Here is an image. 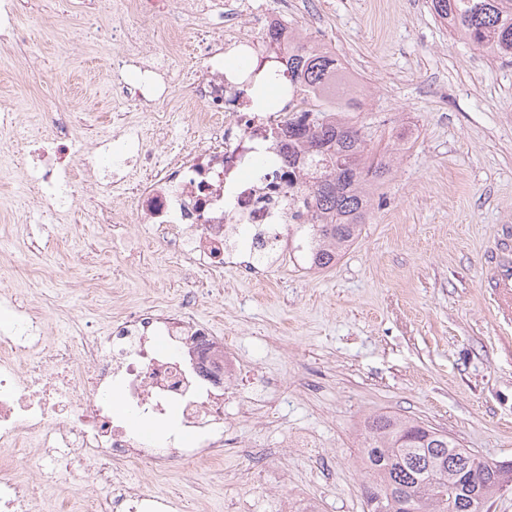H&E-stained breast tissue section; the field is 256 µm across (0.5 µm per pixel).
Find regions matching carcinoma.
<instances>
[{
    "label": "carcinoma",
    "instance_id": "cac0c4a2",
    "mask_svg": "<svg viewBox=\"0 0 512 512\" xmlns=\"http://www.w3.org/2000/svg\"><path fill=\"white\" fill-rule=\"evenodd\" d=\"M452 36L472 43L493 59H512V0H430ZM272 45H287V63L274 72L284 91L300 88L313 107L288 119L272 135L286 141L284 162L316 160L304 202L312 211L307 229L318 241L312 264L336 263L354 242L370 213L372 194L384 184L392 160L368 149L367 127L352 121L340 97L330 92L341 70L336 55L314 43L285 35L272 25ZM454 455L471 458L448 465ZM362 468L365 512H465L471 493L488 512L497 494L498 462L464 448L448 432L416 419L379 413L364 421Z\"/></svg>",
    "mask_w": 512,
    "mask_h": 512
}]
</instances>
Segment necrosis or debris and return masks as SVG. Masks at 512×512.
<instances>
[{"instance_id":"4bbe7bcc","label":"necrosis or debris","mask_w":512,"mask_h":512,"mask_svg":"<svg viewBox=\"0 0 512 512\" xmlns=\"http://www.w3.org/2000/svg\"><path fill=\"white\" fill-rule=\"evenodd\" d=\"M19 2L0 0V51L13 56L31 52ZM107 6L115 50L105 127L88 141L70 132L71 115L56 103L42 106L47 129L0 105V180L30 188L33 211L56 224L78 214L103 225L125 259L164 255L191 284L204 272L210 287H223L228 268L261 281L286 253L310 264L316 242L293 203L305 174L281 168L279 144L267 134L305 104L297 93L277 111L241 113V87L254 71L285 63L262 37L242 32V0ZM191 20L200 23L193 44L183 40ZM228 56L247 58L249 70H227ZM178 112L191 123V143L157 158L150 144L169 141ZM84 189L94 198L86 209ZM195 307L192 295L161 314L127 306L107 335L79 332L53 344L46 311L0 282V512H33L39 491L83 467L109 489L110 512H176L175 500L130 475L191 472L223 457L224 403L244 373L232 342L213 336ZM116 396L125 416L112 413ZM21 457L33 461L35 480L18 470Z\"/></svg>"}]
</instances>
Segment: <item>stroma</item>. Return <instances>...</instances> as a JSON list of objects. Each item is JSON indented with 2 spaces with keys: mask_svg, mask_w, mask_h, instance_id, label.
Listing matches in <instances>:
<instances>
[{
  "mask_svg": "<svg viewBox=\"0 0 512 512\" xmlns=\"http://www.w3.org/2000/svg\"><path fill=\"white\" fill-rule=\"evenodd\" d=\"M258 2L335 53L354 81L352 118L393 156V173L335 265H282L267 283L228 277L196 291L198 318L232 337L245 365L242 401L269 417L258 430L228 404L231 435L256 445L269 470L287 462L288 482L232 481L252 469L236 448L217 474L136 471L133 479L176 498L180 512H226L240 499L248 512H276L281 497L314 502L318 512H363L357 455L365 418L379 412L429 422L488 459L512 461V319L485 286L501 242L512 239V64L451 39L428 0ZM83 8L58 0L47 14L57 32L38 40L33 66L0 65V102L27 114L36 99L56 98L85 110L79 133L91 138L112 111L98 39L112 16L92 12L73 32ZM34 68L44 83L16 95ZM91 237L94 256L84 246ZM107 242L98 225L75 223L69 245H44V277L17 281L25 300L51 299L50 341H64L75 322L105 334L116 307L103 287L117 270ZM121 272L128 302L175 304L187 292L158 259ZM296 433L313 446L287 448ZM86 499L106 494L66 481L35 512Z\"/></svg>",
  "mask_w": 512,
  "mask_h": 512,
  "instance_id": "35a3bbf8",
  "label": "stroma"
}]
</instances>
